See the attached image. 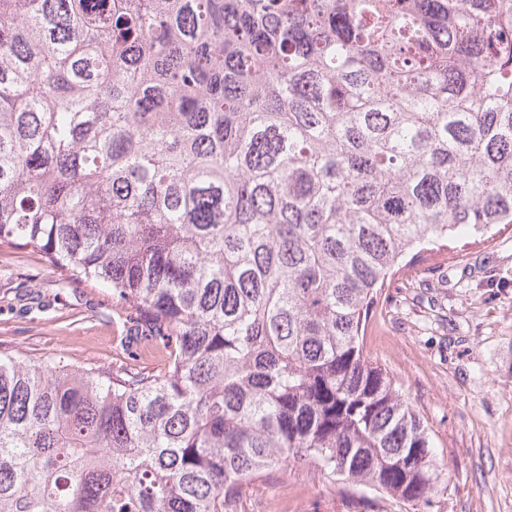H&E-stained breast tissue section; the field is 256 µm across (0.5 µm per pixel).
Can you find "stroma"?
I'll use <instances>...</instances> for the list:
<instances>
[{
    "mask_svg": "<svg viewBox=\"0 0 512 512\" xmlns=\"http://www.w3.org/2000/svg\"><path fill=\"white\" fill-rule=\"evenodd\" d=\"M98 288L62 286L26 250L0 247V352L153 373L160 353L118 347ZM364 348L431 428L448 489L433 512H512V227L462 236L402 268L371 314ZM237 512H408L358 503L339 481L303 467L243 486Z\"/></svg>",
    "mask_w": 512,
    "mask_h": 512,
    "instance_id": "35a3bbf8",
    "label": "stroma"
}]
</instances>
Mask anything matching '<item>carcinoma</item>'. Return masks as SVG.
<instances>
[{
  "label": "carcinoma",
  "mask_w": 512,
  "mask_h": 512,
  "mask_svg": "<svg viewBox=\"0 0 512 512\" xmlns=\"http://www.w3.org/2000/svg\"><path fill=\"white\" fill-rule=\"evenodd\" d=\"M501 224L512 0H0V245L164 360L0 354V512H236L291 462L424 512L367 318Z\"/></svg>",
  "instance_id": "cac0c4a2"
}]
</instances>
